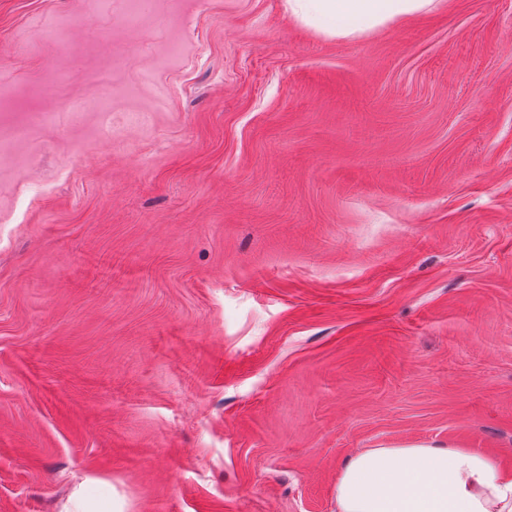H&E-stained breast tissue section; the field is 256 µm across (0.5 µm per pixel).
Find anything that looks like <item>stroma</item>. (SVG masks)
Returning a JSON list of instances; mask_svg holds the SVG:
<instances>
[{"mask_svg": "<svg viewBox=\"0 0 512 512\" xmlns=\"http://www.w3.org/2000/svg\"><path fill=\"white\" fill-rule=\"evenodd\" d=\"M414 442L512 470V0H0V512H336ZM301 26L327 37L379 32L388 24L431 10L435 0H284Z\"/></svg>", "mask_w": 512, "mask_h": 512, "instance_id": "1", "label": "stroma"}]
</instances>
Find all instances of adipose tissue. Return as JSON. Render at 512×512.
Masks as SVG:
<instances>
[{
    "label": "adipose tissue",
    "instance_id": "1",
    "mask_svg": "<svg viewBox=\"0 0 512 512\" xmlns=\"http://www.w3.org/2000/svg\"><path fill=\"white\" fill-rule=\"evenodd\" d=\"M435 0H285L301 26L334 38L381 31ZM336 512H512V472L468 448L409 443L353 454L336 479Z\"/></svg>",
    "mask_w": 512,
    "mask_h": 512
}]
</instances>
